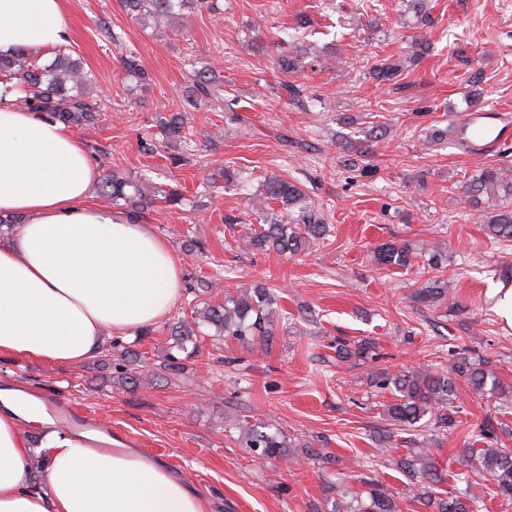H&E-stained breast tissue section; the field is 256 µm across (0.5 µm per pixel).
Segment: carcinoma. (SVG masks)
<instances>
[{"mask_svg": "<svg viewBox=\"0 0 512 512\" xmlns=\"http://www.w3.org/2000/svg\"><path fill=\"white\" fill-rule=\"evenodd\" d=\"M121 3L132 19L157 27L172 23L189 9L205 5L212 12L219 10L214 0H121ZM428 50L429 45L420 40L414 44V51L402 59L373 63L369 77L380 84L393 82L406 69L417 65ZM307 55L300 37L293 35L284 41L275 59V68L283 76L278 88L279 97L297 105L304 102V88L294 77L305 70ZM93 82V73L85 69L83 62L61 49L49 66L40 65L35 55L25 49L7 58L0 57V102L13 94L15 98L11 105L39 112L48 120L68 128L91 127L99 121V106L88 92ZM219 86L213 70L193 72L187 104L195 108L203 100L219 96ZM160 127L168 140L185 141L182 113L176 112L160 121ZM97 191L138 220L159 201L169 208H179L186 201L177 188L165 187L145 177L133 179L116 171L99 181ZM465 191L470 199H484L480 219L485 234L503 242L512 241V175L509 170L502 166L484 168L465 183ZM256 209L262 229L244 240L249 249L296 254L327 235L328 225L312 213L305 192L279 175L264 178L262 191L256 198ZM374 259L381 266L408 267L415 259V252L408 242L384 244L376 250ZM447 294L448 283L436 280L416 289L414 298L422 304L436 306L446 299ZM279 310V295L262 283L239 286L236 291L226 293L222 302L205 300L194 305L190 317L177 319L171 328L173 342L165 368L188 373L189 367L184 361L191 358V351L198 350L199 338L207 336L203 331L205 326L214 329L217 337L269 345L273 341V317ZM372 348L369 342L353 347L342 343L336 349V355L342 361L365 360ZM178 352L184 357L176 356ZM140 362L141 354L121 350L119 363L115 364V368L122 371L118 375L120 386L139 384L136 365ZM459 376L464 377L475 392H487L512 403V390L503 386L483 363L467 356L453 360L446 373L435 372L424 365L405 367L396 373L385 368L373 372L372 381L379 389L391 390L393 401L384 410L388 421L414 428L432 422L437 427L450 429L454 426L452 409L458 399L456 379ZM236 428L246 447L259 456L269 459L288 457L287 444L279 431L247 420L236 421ZM479 436L486 447L467 448L458 456L457 480L467 484L471 474H485L495 481L498 496L512 500V452L495 447L496 441L491 439L488 427L482 428ZM429 445L431 439L422 437L421 447L396 462V468L417 483L413 501L427 508V512H480L479 501L468 491L451 496L440 491L438 485L444 482V477L434 464ZM365 486L366 489L354 495L336 487L331 512H402V506L385 483L371 480L365 482Z\"/></svg>", "mask_w": 512, "mask_h": 512, "instance_id": "carcinoma-1", "label": "carcinoma"}]
</instances>
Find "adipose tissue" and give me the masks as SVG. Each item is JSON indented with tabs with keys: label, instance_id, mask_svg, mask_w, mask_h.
Returning <instances> with one entry per match:
<instances>
[{
	"label": "adipose tissue",
	"instance_id": "1",
	"mask_svg": "<svg viewBox=\"0 0 512 512\" xmlns=\"http://www.w3.org/2000/svg\"><path fill=\"white\" fill-rule=\"evenodd\" d=\"M70 40L68 0H0V57ZM100 178L81 141L0 104V356L81 364L106 340L157 326L182 293L168 245L124 211L91 204ZM32 394L0 391V512H210L180 472L137 448L53 431L44 489L29 488L24 430L46 426Z\"/></svg>",
	"mask_w": 512,
	"mask_h": 512
}]
</instances>
